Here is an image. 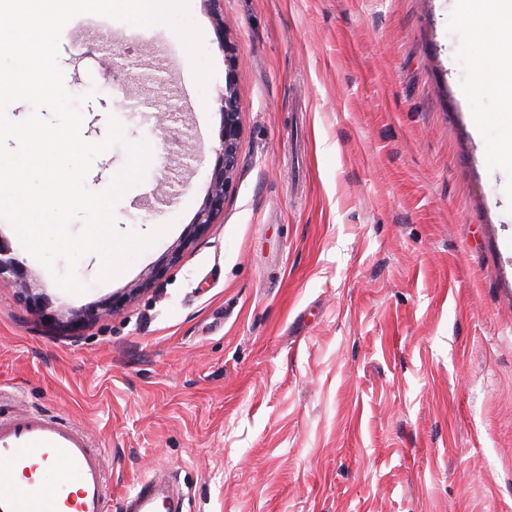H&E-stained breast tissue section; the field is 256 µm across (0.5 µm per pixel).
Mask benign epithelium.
<instances>
[{
    "mask_svg": "<svg viewBox=\"0 0 512 512\" xmlns=\"http://www.w3.org/2000/svg\"><path fill=\"white\" fill-rule=\"evenodd\" d=\"M219 43L224 48L227 74L224 88L218 98L219 109L222 115V127L219 134L220 148L217 149L218 161L215 166L205 202L196 213L185 237L173 248L166 258L158 265L148 269L144 277L133 288L127 289L120 295L102 304L103 310L116 311L125 306L127 302L140 293L148 290L151 285L164 278L171 268L177 265L183 252L206 236L213 224L224 213V200L233 189L234 176L238 167V143L240 137V112H238V99L234 83V72L239 65V58L232 46L224 40V23L216 28ZM11 276L19 280L23 297L27 305L42 311L46 306V297L42 293L34 292V286L24 280L26 276L22 263L13 254L10 243L0 236V279Z\"/></svg>",
    "mask_w": 512,
    "mask_h": 512,
    "instance_id": "1",
    "label": "benign epithelium"
}]
</instances>
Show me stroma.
Here are the masks:
<instances>
[{
    "label": "stroma",
    "mask_w": 512,
    "mask_h": 512,
    "mask_svg": "<svg viewBox=\"0 0 512 512\" xmlns=\"http://www.w3.org/2000/svg\"><path fill=\"white\" fill-rule=\"evenodd\" d=\"M240 163L224 213L149 291L79 332L62 313L138 282L186 234L216 162L227 71L205 0H189L214 74L199 90L167 24L84 21L60 40L72 93L95 89L124 144L147 142L119 232L165 234L113 280L29 311L0 282V416L79 422L100 448L110 512L153 474L181 512H512V114L476 88L460 0H221ZM142 75L130 83L127 74ZM196 159L180 162L183 142Z\"/></svg>",
    "instance_id": "obj_1"
}]
</instances>
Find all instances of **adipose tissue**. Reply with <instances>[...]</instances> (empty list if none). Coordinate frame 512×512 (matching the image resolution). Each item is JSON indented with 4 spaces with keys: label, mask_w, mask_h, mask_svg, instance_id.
Masks as SVG:
<instances>
[{
    "label": "adipose tissue",
    "mask_w": 512,
    "mask_h": 512,
    "mask_svg": "<svg viewBox=\"0 0 512 512\" xmlns=\"http://www.w3.org/2000/svg\"><path fill=\"white\" fill-rule=\"evenodd\" d=\"M512 46V0H501L493 37H479V63L475 72L477 87L492 88L498 95L503 111L512 112V76L501 72V53Z\"/></svg>",
    "instance_id": "obj_1"
}]
</instances>
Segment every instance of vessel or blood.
<instances>
[{
	"mask_svg": "<svg viewBox=\"0 0 512 512\" xmlns=\"http://www.w3.org/2000/svg\"><path fill=\"white\" fill-rule=\"evenodd\" d=\"M0 512H107L102 457L82 427L56 414L19 413L0 418ZM65 463L55 493L40 485L20 486L16 471L36 463ZM124 512H175L173 494L160 476L145 478L122 499Z\"/></svg>",
	"mask_w": 512,
	"mask_h": 512,
	"instance_id": "vessel-or-blood-1",
	"label": "vessel or blood"
}]
</instances>
